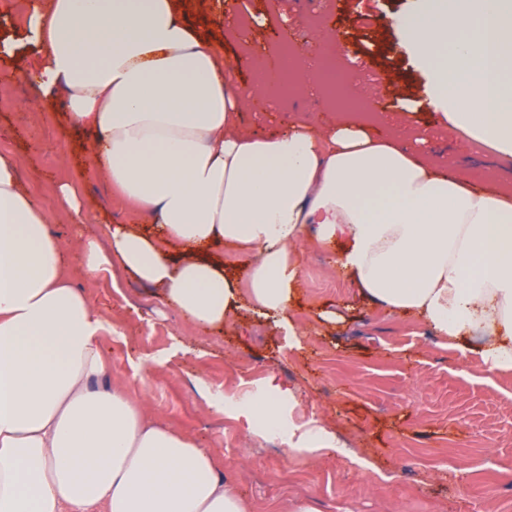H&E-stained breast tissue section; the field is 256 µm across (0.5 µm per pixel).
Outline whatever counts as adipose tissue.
<instances>
[{"instance_id":"ef3b65f1","label":"adipose tissue","mask_w":512,"mask_h":512,"mask_svg":"<svg viewBox=\"0 0 512 512\" xmlns=\"http://www.w3.org/2000/svg\"><path fill=\"white\" fill-rule=\"evenodd\" d=\"M396 23L427 72L428 105L511 157L512 0H425ZM29 47L45 53L32 75ZM1 56L44 98L66 91L64 117L92 133L98 176L160 233L114 224L109 249L65 246L0 155V512H252L215 449L107 382V326L76 264L92 284L120 263L190 327H211L243 301L284 315L300 246L335 244L333 268L364 299L512 373L511 190L345 118L247 130L249 92L187 0H31ZM226 242L245 258V290L212 253Z\"/></svg>"}]
</instances>
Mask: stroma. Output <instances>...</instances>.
Here are the masks:
<instances>
[{
    "label": "stroma",
    "mask_w": 512,
    "mask_h": 512,
    "mask_svg": "<svg viewBox=\"0 0 512 512\" xmlns=\"http://www.w3.org/2000/svg\"><path fill=\"white\" fill-rule=\"evenodd\" d=\"M419 0H214L224 13V55L268 60L292 47L305 67L321 60L352 63L356 94L369 97L388 133L406 125L428 130L426 150L483 182L512 185V158L475 150L428 107L427 75L408 53L395 25ZM0 62V153L13 160L25 187L41 199L49 225L66 244L96 237L109 244L113 224L151 220L114 198L93 172L88 131L64 119L63 100L47 102L28 80H9ZM321 83L273 102L249 100L251 129L280 128L289 112L323 127L340 112ZM78 186L91 213L86 224L58 215L61 183ZM334 248H300L302 283L289 316L292 328L248 312L220 328L189 329L154 289L114 265L87 293L114 331L101 347L108 377L146 396L153 412L224 457L226 473L253 512H278L286 501H307L314 512H512V373H491L477 356L438 343L422 320L393 315L361 300L342 273L330 272ZM339 316L322 321L325 312ZM294 388L302 401H280L284 425L326 427L345 444L330 453L289 447L256 433L233 399L249 400L269 382ZM250 459L234 467L242 449ZM319 458L311 467V458ZM455 470L439 472L442 461Z\"/></svg>",
    "instance_id": "35a3bbf8"
}]
</instances>
